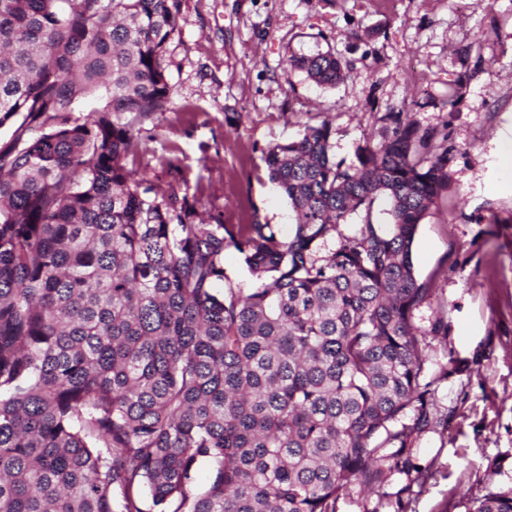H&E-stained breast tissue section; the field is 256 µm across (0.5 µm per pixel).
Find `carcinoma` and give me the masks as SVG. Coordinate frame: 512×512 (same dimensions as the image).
Listing matches in <instances>:
<instances>
[{"instance_id": "1", "label": "carcinoma", "mask_w": 512, "mask_h": 512, "mask_svg": "<svg viewBox=\"0 0 512 512\" xmlns=\"http://www.w3.org/2000/svg\"><path fill=\"white\" fill-rule=\"evenodd\" d=\"M179 2L0 0V125L23 114L0 151V512H336L414 470L434 399L411 248L448 187V131L386 112L351 168L330 123L309 127L264 153L290 236L197 221L127 168L138 129L111 119L164 108ZM293 64L346 77L332 53ZM473 512H512V491ZM224 269L235 282L249 281L251 276L243 262L242 255L234 248L224 251Z\"/></svg>"}]
</instances>
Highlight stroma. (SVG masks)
Returning <instances> with one entry per match:
<instances>
[{
    "label": "stroma",
    "instance_id": "obj_1",
    "mask_svg": "<svg viewBox=\"0 0 512 512\" xmlns=\"http://www.w3.org/2000/svg\"><path fill=\"white\" fill-rule=\"evenodd\" d=\"M327 51L349 68L337 85L291 64ZM164 67L168 102L135 119L127 164L157 191L195 194L211 224L258 219L288 236L263 154L307 127L330 121L347 167L380 142L389 108L447 129L448 188L412 244L435 402L410 459L426 477L386 473L341 492L336 512H472L512 490V0H181Z\"/></svg>",
    "mask_w": 512,
    "mask_h": 512
}]
</instances>
